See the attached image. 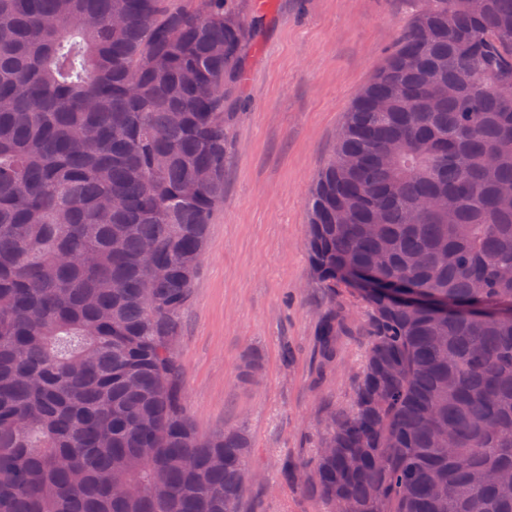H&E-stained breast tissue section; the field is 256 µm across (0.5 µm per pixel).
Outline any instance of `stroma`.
<instances>
[{
  "mask_svg": "<svg viewBox=\"0 0 512 512\" xmlns=\"http://www.w3.org/2000/svg\"><path fill=\"white\" fill-rule=\"evenodd\" d=\"M416 0H248L259 50L241 89L224 164V204L182 315L177 354L187 415L199 436L245 426L260 482L241 512H319L283 479L309 458L331 410L348 408L366 343L365 311L345 297L347 332L321 367L320 312L306 241L307 201L360 90L409 25ZM259 351V381L237 377Z\"/></svg>",
  "mask_w": 512,
  "mask_h": 512,
  "instance_id": "obj_1",
  "label": "stroma"
}]
</instances>
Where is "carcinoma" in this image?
Masks as SVG:
<instances>
[{
	"instance_id": "carcinoma-1",
	"label": "carcinoma",
	"mask_w": 512,
	"mask_h": 512,
	"mask_svg": "<svg viewBox=\"0 0 512 512\" xmlns=\"http://www.w3.org/2000/svg\"><path fill=\"white\" fill-rule=\"evenodd\" d=\"M419 2L308 202L322 365L368 309L287 466L323 512H512V0ZM255 37L236 0H0V512H240L250 434L196 433L176 343Z\"/></svg>"
}]
</instances>
